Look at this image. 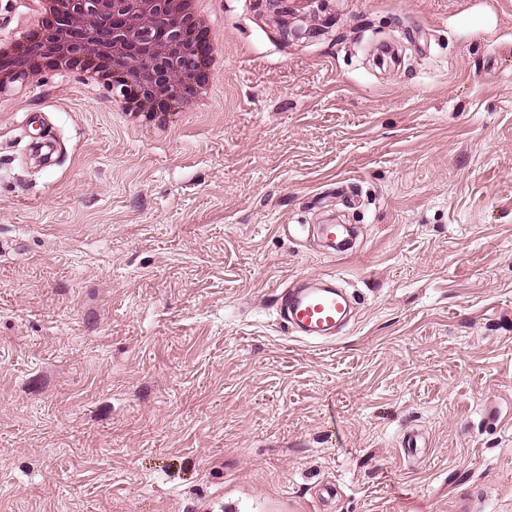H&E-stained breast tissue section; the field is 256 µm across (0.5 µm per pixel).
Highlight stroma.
Here are the masks:
<instances>
[{
    "label": "stroma",
    "mask_w": 512,
    "mask_h": 512,
    "mask_svg": "<svg viewBox=\"0 0 512 512\" xmlns=\"http://www.w3.org/2000/svg\"><path fill=\"white\" fill-rule=\"evenodd\" d=\"M270 2L223 0L165 137L73 68L10 86L0 512H512V0ZM300 275L342 335L281 332ZM30 152L35 154L44 165L52 166L58 157L59 145L54 137L45 134L31 145Z\"/></svg>",
    "instance_id": "obj_1"
}]
</instances>
